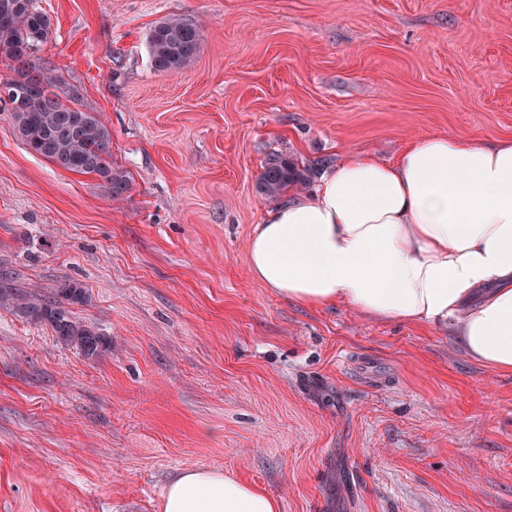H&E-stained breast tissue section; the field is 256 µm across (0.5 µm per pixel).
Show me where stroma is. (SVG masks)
Wrapping results in <instances>:
<instances>
[{
	"label": "stroma",
	"instance_id": "obj_1",
	"mask_svg": "<svg viewBox=\"0 0 512 512\" xmlns=\"http://www.w3.org/2000/svg\"><path fill=\"white\" fill-rule=\"evenodd\" d=\"M31 56L111 132L130 187L30 153L0 112V272L74 311L94 359L0 308V512H161L188 469L280 512H512V373L449 327L313 308L252 277L270 155L312 191L415 139L512 138V0H35ZM202 34L185 68L147 36ZM201 42L198 28L182 19H164L148 34L152 67L172 72L189 65L197 56Z\"/></svg>",
	"mask_w": 512,
	"mask_h": 512
}]
</instances>
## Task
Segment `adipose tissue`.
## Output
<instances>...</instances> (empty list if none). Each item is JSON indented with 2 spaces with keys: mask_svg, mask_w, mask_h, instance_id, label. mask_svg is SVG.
Masks as SVG:
<instances>
[{
  "mask_svg": "<svg viewBox=\"0 0 512 512\" xmlns=\"http://www.w3.org/2000/svg\"><path fill=\"white\" fill-rule=\"evenodd\" d=\"M251 275L311 307L447 324L468 357L512 372V140L430 135L392 163L341 161L310 197L269 209L248 246ZM221 471L174 476L161 512H279Z\"/></svg>",
  "mask_w": 512,
  "mask_h": 512,
  "instance_id": "ef3b65f1",
  "label": "adipose tissue"
}]
</instances>
